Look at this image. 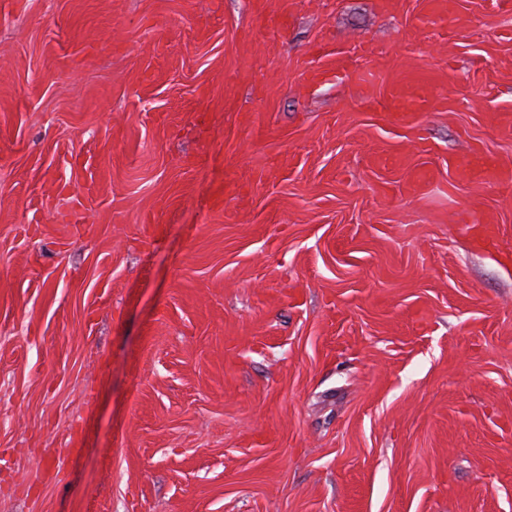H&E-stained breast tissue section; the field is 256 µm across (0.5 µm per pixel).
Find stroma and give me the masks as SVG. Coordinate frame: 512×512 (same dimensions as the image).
<instances>
[{"label": "stroma", "mask_w": 512, "mask_h": 512, "mask_svg": "<svg viewBox=\"0 0 512 512\" xmlns=\"http://www.w3.org/2000/svg\"><path fill=\"white\" fill-rule=\"evenodd\" d=\"M376 2L0 0V512H512V12ZM365 51L362 44L350 48L336 47V50L327 43L321 44L317 49V62L306 67L302 76L311 86L330 77H352L359 85L368 86L371 83V76L357 71L354 67V58ZM448 73L438 69H417L386 84L381 100L382 120L400 127H411L418 112L432 109L441 102L436 88L446 82ZM466 172L472 180L480 183L512 181V169L499 167L496 163H490L479 169H468Z\"/></svg>", "instance_id": "1"}]
</instances>
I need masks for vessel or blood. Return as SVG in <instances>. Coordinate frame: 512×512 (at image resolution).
Masks as SVG:
<instances>
[{
	"mask_svg": "<svg viewBox=\"0 0 512 512\" xmlns=\"http://www.w3.org/2000/svg\"><path fill=\"white\" fill-rule=\"evenodd\" d=\"M361 45L350 48H331L321 44L317 49L315 65L306 67L302 75L309 85H316L331 77H350L358 84L371 83L369 74L354 67V59L361 52ZM448 74L438 69H417L408 75L386 84L378 103L384 121L400 127L412 126L419 113L432 109L439 101L438 86L446 82ZM469 177L480 183L511 182L512 169L491 163L468 172Z\"/></svg>",
	"mask_w": 512,
	"mask_h": 512,
	"instance_id": "b4317fda",
	"label": "vessel or blood"
}]
</instances>
